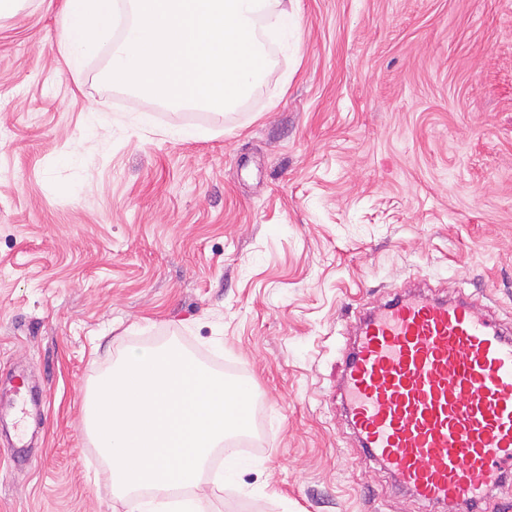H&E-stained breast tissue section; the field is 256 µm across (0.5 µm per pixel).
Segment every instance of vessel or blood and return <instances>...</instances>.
Segmentation results:
<instances>
[{
    "label": "vessel or blood",
    "mask_w": 512,
    "mask_h": 512,
    "mask_svg": "<svg viewBox=\"0 0 512 512\" xmlns=\"http://www.w3.org/2000/svg\"><path fill=\"white\" fill-rule=\"evenodd\" d=\"M337 389L365 458L422 505L482 512L512 482V333L426 289L360 320Z\"/></svg>",
    "instance_id": "1"
}]
</instances>
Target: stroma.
<instances>
[{"mask_svg": "<svg viewBox=\"0 0 512 512\" xmlns=\"http://www.w3.org/2000/svg\"><path fill=\"white\" fill-rule=\"evenodd\" d=\"M62 3L0 21V512H126L85 397L170 343L258 396L218 512H419L336 376L362 305L416 277L512 329V0H293L223 114L103 83L101 54L73 77ZM19 371L44 401L17 455Z\"/></svg>", "mask_w": 512, "mask_h": 512, "instance_id": "35a3bbf8", "label": "stroma"}]
</instances>
